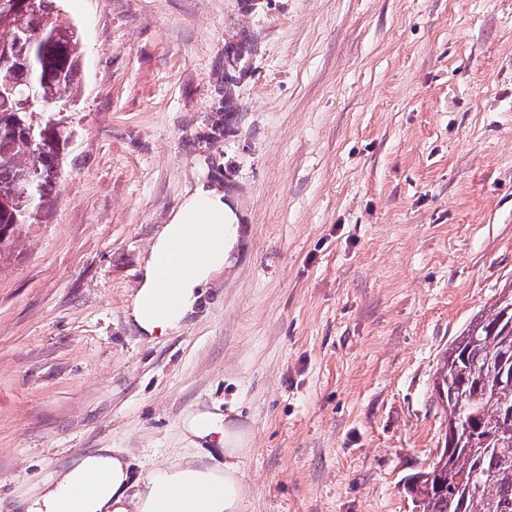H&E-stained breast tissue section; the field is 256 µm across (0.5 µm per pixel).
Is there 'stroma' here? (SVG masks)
I'll return each instance as SVG.
<instances>
[{
    "label": "stroma",
    "mask_w": 512,
    "mask_h": 512,
    "mask_svg": "<svg viewBox=\"0 0 512 512\" xmlns=\"http://www.w3.org/2000/svg\"><path fill=\"white\" fill-rule=\"evenodd\" d=\"M79 146L0 253V512L98 448L249 430L245 512H417L443 354L512 286V0H62ZM205 180L241 235L177 332L127 309Z\"/></svg>",
    "instance_id": "stroma-1"
}]
</instances>
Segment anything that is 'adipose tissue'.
Instances as JSON below:
<instances>
[{
    "mask_svg": "<svg viewBox=\"0 0 512 512\" xmlns=\"http://www.w3.org/2000/svg\"><path fill=\"white\" fill-rule=\"evenodd\" d=\"M238 238L231 197L198 183L159 228L141 268L128 316L142 335L164 336L184 325L204 288L230 261ZM168 273L176 286L165 290L160 283ZM185 428L203 441L218 438L223 459L202 452L139 475L121 452L100 448L48 476L24 498L23 512H242L246 433L207 411L189 415Z\"/></svg>",
    "mask_w": 512,
    "mask_h": 512,
    "instance_id": "obj_1",
    "label": "adipose tissue"
}]
</instances>
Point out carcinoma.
Returning <instances> with one entry per match:
<instances>
[{
	"label": "carcinoma",
	"instance_id": "1",
	"mask_svg": "<svg viewBox=\"0 0 512 512\" xmlns=\"http://www.w3.org/2000/svg\"><path fill=\"white\" fill-rule=\"evenodd\" d=\"M24 17L0 7V251L37 221L55 193L80 118L83 52L77 25L59 0H36ZM54 105L49 112L21 104L26 83ZM512 361V287L485 306L446 350L434 398L454 431L444 452L408 478L422 512H512V384L498 383L501 362Z\"/></svg>",
	"mask_w": 512,
	"mask_h": 512
}]
</instances>
